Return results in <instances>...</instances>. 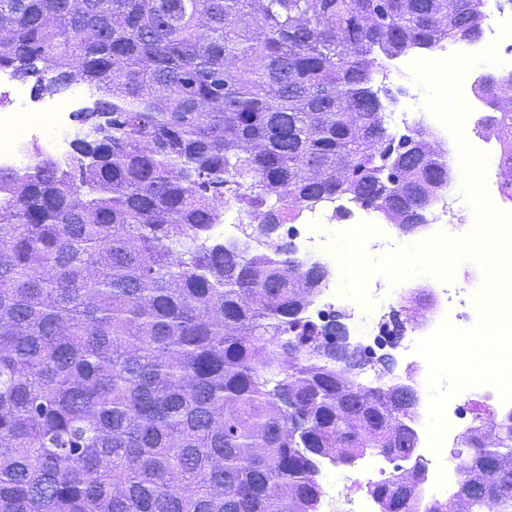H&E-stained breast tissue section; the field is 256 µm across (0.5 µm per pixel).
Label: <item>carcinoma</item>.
<instances>
[{"label": "carcinoma", "instance_id": "1", "mask_svg": "<svg viewBox=\"0 0 512 512\" xmlns=\"http://www.w3.org/2000/svg\"><path fill=\"white\" fill-rule=\"evenodd\" d=\"M481 0H0V70L92 92L76 167L0 168V512H320L319 461L405 458L391 386L321 348V281L265 225L348 197L407 224L448 185L383 119L381 58L480 38ZM248 223L210 235L224 204ZM464 435L432 512H512L508 469ZM413 480L370 487L411 512Z\"/></svg>", "mask_w": 512, "mask_h": 512}]
</instances>
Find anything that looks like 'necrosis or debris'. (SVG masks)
<instances>
[{"instance_id": "1", "label": "necrosis or debris", "mask_w": 512, "mask_h": 512, "mask_svg": "<svg viewBox=\"0 0 512 512\" xmlns=\"http://www.w3.org/2000/svg\"><path fill=\"white\" fill-rule=\"evenodd\" d=\"M486 16V35L483 42L457 40L439 43L425 52L409 51L394 58L400 73H407L410 61L425 57L444 59L457 53L472 54L482 51L484 45L496 44L501 60L502 75L512 77V11H504L500 0H483ZM484 74L472 70L463 80L461 93L471 109L481 112L469 142L487 156L486 184L492 204L499 210L512 212V185L506 184L504 172L512 165L505 153L500 130L488 127L484 115L494 111L495 99L483 87ZM73 98L40 100L27 97L23 87L13 76L0 72V167H14L27 154L29 142H41L48 152L65 155V133L76 112ZM424 228L428 235L445 233L459 237L472 231L476 218L472 210L454 207L449 190L438 192L424 212ZM341 223L342 233H350L363 224H375L373 210H354L348 206L327 207L323 210L304 208L297 212L289 231L306 262H318L330 269H338L339 262L332 253L331 238L323 231L324 225ZM434 301L420 312L410 327L411 335L402 346L407 363L415 372L412 382L419 392H426L428 364L416 353L418 340L430 336L442 321H449L460 329L472 327L478 320L473 301V289L460 286L457 281H433L428 285ZM428 400H421L412 420L418 433L415 465L419 471V491L432 499L447 496L462 476L457 467V456L463 447L464 430L472 429L494 413H512V402L503 401L498 390L489 385L467 388L448 401L445 416L449 428L440 452H433L428 444Z\"/></svg>"}]
</instances>
